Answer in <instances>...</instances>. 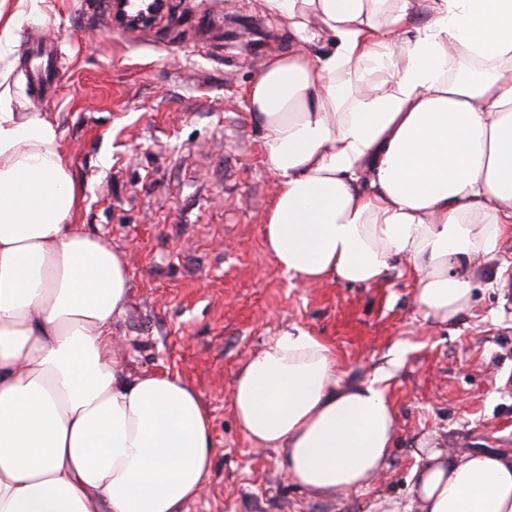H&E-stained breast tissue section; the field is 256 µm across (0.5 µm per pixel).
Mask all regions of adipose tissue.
I'll return each mask as SVG.
<instances>
[{"label":"adipose tissue","instance_id":"obj_1","mask_svg":"<svg viewBox=\"0 0 512 512\" xmlns=\"http://www.w3.org/2000/svg\"><path fill=\"white\" fill-rule=\"evenodd\" d=\"M330 49L266 58L247 93L276 178L262 234L306 285L413 281L424 319L469 310L512 236V0H262ZM474 63L464 70L458 52ZM56 127L0 92V512H183L210 412L180 377L126 373L124 256L73 223ZM385 371L342 382L333 347L287 329L231 392L253 448L317 495L359 491L394 446ZM390 512H512V456L427 455Z\"/></svg>","mask_w":512,"mask_h":512}]
</instances>
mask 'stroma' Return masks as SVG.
<instances>
[{
  "instance_id": "stroma-1",
  "label": "stroma",
  "mask_w": 512,
  "mask_h": 512,
  "mask_svg": "<svg viewBox=\"0 0 512 512\" xmlns=\"http://www.w3.org/2000/svg\"><path fill=\"white\" fill-rule=\"evenodd\" d=\"M17 14L10 107L56 126L80 188L75 223L128 263L130 299L113 322L120 361L181 377L210 409L206 486L186 512H383L409 497L428 453L512 454V237L473 307L442 327L423 319L397 273L306 286L268 254L275 178L246 93L259 64L292 46L287 18L261 0H170L152 26L126 30L105 0H0V29ZM35 38L60 45L52 97L28 75ZM292 327L333 346L344 383L392 369L395 446L360 491L313 495L236 422L238 367Z\"/></svg>"
}]
</instances>
